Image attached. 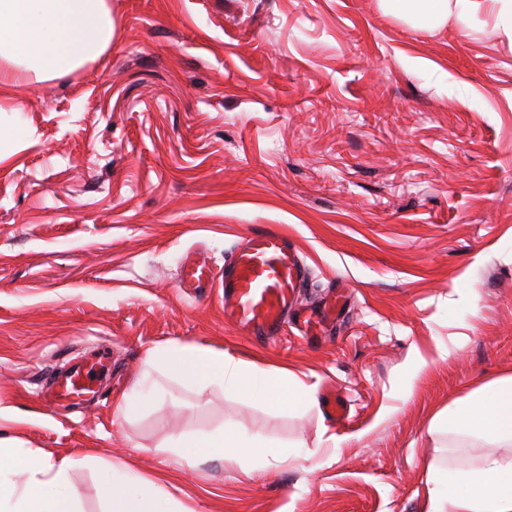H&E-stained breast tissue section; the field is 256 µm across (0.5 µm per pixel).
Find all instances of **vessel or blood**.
<instances>
[{"label":"vessel or blood","mask_w":512,"mask_h":512,"mask_svg":"<svg viewBox=\"0 0 512 512\" xmlns=\"http://www.w3.org/2000/svg\"><path fill=\"white\" fill-rule=\"evenodd\" d=\"M222 282L225 321L264 342L282 335L287 321L310 339L324 334L336 318V303L320 310H295L294 303L306 282V268L294 238L270 225L256 227L216 272L207 258L189 253L180 280L183 289L196 292ZM91 392L88 373L75 367L58 380L57 398L79 402Z\"/></svg>","instance_id":"vessel-or-blood-1"}]
</instances>
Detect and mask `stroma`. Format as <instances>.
<instances>
[{"instance_id":"stroma-1","label":"stroma","mask_w":512,"mask_h":512,"mask_svg":"<svg viewBox=\"0 0 512 512\" xmlns=\"http://www.w3.org/2000/svg\"><path fill=\"white\" fill-rule=\"evenodd\" d=\"M110 5L100 58L0 112V437L77 459L78 512H106L105 467L179 512H426L430 466L486 454L430 433L435 415L512 373V23L495 0L436 29L381 0ZM265 224L299 248L301 309L346 284L325 336L261 343L225 323L222 288L180 290L188 251L222 267ZM173 343L335 389L348 418L197 392L146 362ZM103 350L93 393L51 403L58 371ZM144 375L152 401L125 417ZM224 426L287 460L191 467L168 447Z\"/></svg>"}]
</instances>
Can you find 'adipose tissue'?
Here are the masks:
<instances>
[{
	"instance_id": "1",
	"label": "adipose tissue",
	"mask_w": 512,
	"mask_h": 512,
	"mask_svg": "<svg viewBox=\"0 0 512 512\" xmlns=\"http://www.w3.org/2000/svg\"><path fill=\"white\" fill-rule=\"evenodd\" d=\"M386 9L407 22L439 28L454 18L449 0H383ZM108 0H0V100L22 111L13 97L20 81L60 78L97 60L112 42ZM148 360L163 372L194 387L229 385L242 396H265L271 407L297 410L314 401L313 393L291 372L244 366L226 351L203 345L171 344L149 351ZM436 429L469 439L487 454L478 466L432 468L429 481L458 482L467 494L430 495L427 512H512V460L494 456L512 447V374L457 398L433 420ZM172 446L188 465L201 453L228 464L263 466L282 461L280 446L245 439L234 428L181 435ZM69 457L32 453L0 442V512H76V491ZM128 475L103 474L100 489L107 512H175L170 499L137 489Z\"/></svg>"
}]
</instances>
